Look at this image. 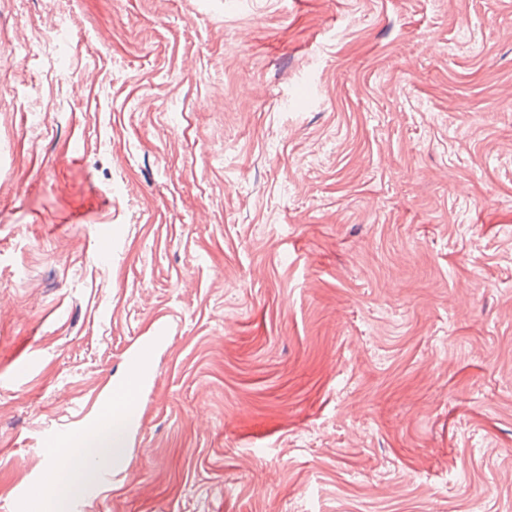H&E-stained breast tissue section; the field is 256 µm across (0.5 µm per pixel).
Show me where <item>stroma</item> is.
I'll list each match as a JSON object with an SVG mask.
<instances>
[{"mask_svg":"<svg viewBox=\"0 0 512 512\" xmlns=\"http://www.w3.org/2000/svg\"><path fill=\"white\" fill-rule=\"evenodd\" d=\"M137 346L84 512H512V0H0V512Z\"/></svg>","mask_w":512,"mask_h":512,"instance_id":"35a3bbf8","label":"stroma"}]
</instances>
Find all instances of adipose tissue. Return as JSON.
Wrapping results in <instances>:
<instances>
[{
  "mask_svg": "<svg viewBox=\"0 0 512 512\" xmlns=\"http://www.w3.org/2000/svg\"><path fill=\"white\" fill-rule=\"evenodd\" d=\"M135 408L130 395L113 396L110 426L91 429L77 439L51 449L46 491L42 497L47 512H62L69 493L78 484L81 476L80 470L62 468V461L83 458L101 464L110 463L112 458L121 453L115 430L132 418Z\"/></svg>",
  "mask_w": 512,
  "mask_h": 512,
  "instance_id": "1",
  "label": "adipose tissue"
}]
</instances>
